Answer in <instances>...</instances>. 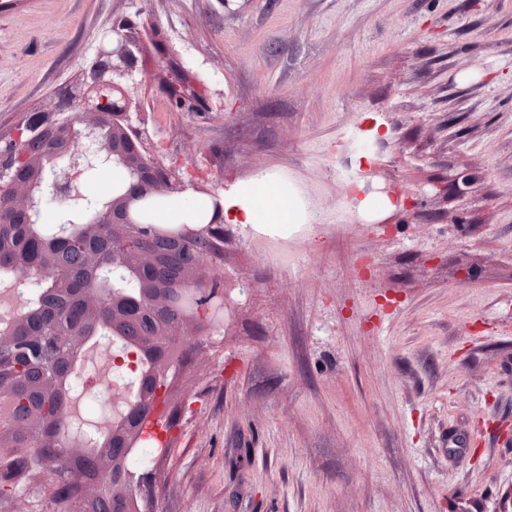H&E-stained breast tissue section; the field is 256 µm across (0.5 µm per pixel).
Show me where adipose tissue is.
<instances>
[{
    "mask_svg": "<svg viewBox=\"0 0 512 512\" xmlns=\"http://www.w3.org/2000/svg\"><path fill=\"white\" fill-rule=\"evenodd\" d=\"M221 218L243 230L269 236L287 234L289 227L310 224L313 213L278 170L260 169L225 191ZM206 202L187 189L167 200L155 218L164 224H197L207 214Z\"/></svg>",
    "mask_w": 512,
    "mask_h": 512,
    "instance_id": "adipose-tissue-1",
    "label": "adipose tissue"
}]
</instances>
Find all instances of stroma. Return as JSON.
I'll list each match as a JSON object with an SVG mask.
<instances>
[{
  "label": "stroma",
  "instance_id": "stroma-1",
  "mask_svg": "<svg viewBox=\"0 0 512 512\" xmlns=\"http://www.w3.org/2000/svg\"><path fill=\"white\" fill-rule=\"evenodd\" d=\"M147 27L131 115L181 183L285 173L316 221L224 227L249 282L176 382L159 512H507L512 490V0H0V133L54 109L113 17ZM182 65L206 109L162 112ZM379 129L380 183L477 181L381 235L342 156ZM54 477L0 512L51 505Z\"/></svg>",
  "mask_w": 512,
  "mask_h": 512
}]
</instances>
